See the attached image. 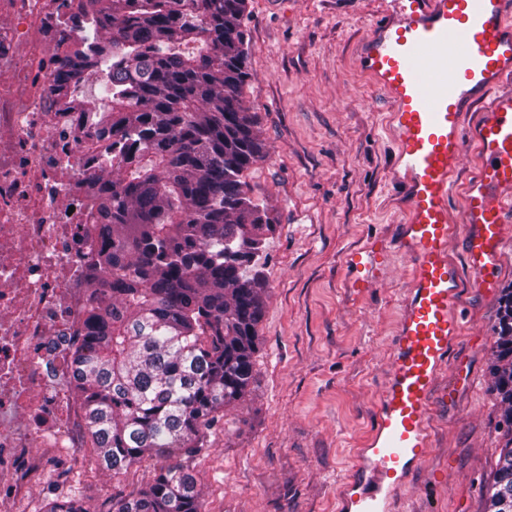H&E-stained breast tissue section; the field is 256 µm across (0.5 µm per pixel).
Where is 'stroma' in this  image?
<instances>
[{"instance_id":"stroma-1","label":"stroma","mask_w":512,"mask_h":512,"mask_svg":"<svg viewBox=\"0 0 512 512\" xmlns=\"http://www.w3.org/2000/svg\"><path fill=\"white\" fill-rule=\"evenodd\" d=\"M390 8V0H247L251 78L242 97L265 155L243 179L276 231L260 259L267 287L253 390L198 466L210 512H338L339 484L370 434L407 270L394 261L360 302L342 288L346 252L368 234L393 236L404 217L388 203L397 185L386 105L351 46ZM450 254L462 267L466 326L439 385L454 397L433 412V446L409 478L404 512H489L508 439L491 367L512 290V223L494 291L464 267L460 242ZM155 467L141 460L118 481L74 462L67 481L49 474L23 512L72 495L110 512L113 497L143 486Z\"/></svg>"}]
</instances>
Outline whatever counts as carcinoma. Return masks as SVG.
Returning <instances> with one entry per match:
<instances>
[{
  "instance_id": "1",
  "label": "carcinoma",
  "mask_w": 512,
  "mask_h": 512,
  "mask_svg": "<svg viewBox=\"0 0 512 512\" xmlns=\"http://www.w3.org/2000/svg\"><path fill=\"white\" fill-rule=\"evenodd\" d=\"M245 12L246 0H86L87 34L55 76L112 133L90 144L105 223L73 354L91 456L114 478L145 457L160 462L112 512H206L191 464L255 381L265 281L254 261L275 224L241 180L265 149L242 99ZM92 74L97 104L76 96ZM492 375L512 427V294ZM177 453L185 461L168 462ZM488 500L490 512H512V441ZM46 512L89 510L69 498Z\"/></svg>"
}]
</instances>
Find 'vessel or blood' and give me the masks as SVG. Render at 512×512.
<instances>
[{"mask_svg": "<svg viewBox=\"0 0 512 512\" xmlns=\"http://www.w3.org/2000/svg\"><path fill=\"white\" fill-rule=\"evenodd\" d=\"M357 43L353 59L387 103L393 167L404 220L395 241L378 235L345 255L351 298L386 276L393 256L411 286L392 339V362L376 422L342 486L344 512H397L407 475L425 459L439 376L464 328L460 270L448 244L461 238L467 263L493 290L506 223L512 221V0H391ZM482 103L480 118L466 114ZM474 170L460 210L450 201L465 158Z\"/></svg>", "mask_w": 512, "mask_h": 512, "instance_id": "1", "label": "vessel or blood"}]
</instances>
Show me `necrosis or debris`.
I'll use <instances>...</instances> for the list:
<instances>
[{
	"instance_id": "4bbe7bcc",
	"label": "necrosis or debris",
	"mask_w": 512,
	"mask_h": 512,
	"mask_svg": "<svg viewBox=\"0 0 512 512\" xmlns=\"http://www.w3.org/2000/svg\"><path fill=\"white\" fill-rule=\"evenodd\" d=\"M84 0H0V512H21L51 459L85 447L71 355L90 311L88 144L108 133L60 111L54 75Z\"/></svg>"
}]
</instances>
